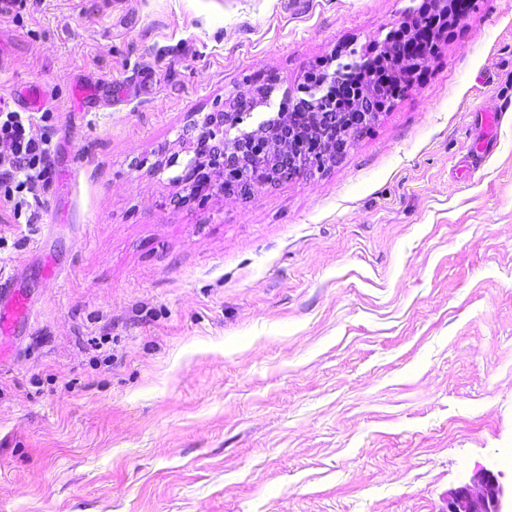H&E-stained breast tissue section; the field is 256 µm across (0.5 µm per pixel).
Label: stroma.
<instances>
[{"instance_id":"stroma-1","label":"stroma","mask_w":512,"mask_h":512,"mask_svg":"<svg viewBox=\"0 0 512 512\" xmlns=\"http://www.w3.org/2000/svg\"><path fill=\"white\" fill-rule=\"evenodd\" d=\"M421 2L0 0V106L43 87L52 165L37 223L0 198L31 303L0 512H446L480 468L512 485V0H471L336 163L246 199L181 180L191 120L249 97L257 128Z\"/></svg>"}]
</instances>
